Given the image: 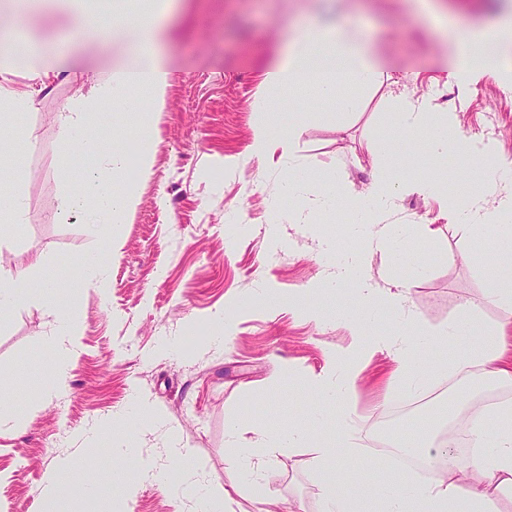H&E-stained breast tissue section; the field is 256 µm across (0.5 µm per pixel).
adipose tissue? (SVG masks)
<instances>
[{"label":"adipose tissue","mask_w":512,"mask_h":512,"mask_svg":"<svg viewBox=\"0 0 512 512\" xmlns=\"http://www.w3.org/2000/svg\"><path fill=\"white\" fill-rule=\"evenodd\" d=\"M171 9V0H153L149 12L130 22L121 23L119 32L130 34L133 45L130 56L113 69L109 79L92 84L71 111L59 117L60 140L64 145L90 158L93 166L78 191L66 195L62 208L80 211L90 222L121 223L136 203L133 185L127 180L129 158L125 152L113 151L85 134L89 115L109 108L127 112L148 111L150 104L161 101L169 81V72L158 49L162 42L161 19ZM512 29V23L502 22L492 30L473 32L471 37L457 41V54L449 77L458 84L472 82L485 72L501 74L512 83V66L504 67L500 57V39ZM8 50L0 52V73L16 70L26 72L32 84L43 83L51 71L58 68L68 54L65 45L39 46L23 40L17 27L7 29ZM383 75L380 62L367 50L346 44L334 28L320 25L303 27L298 36L280 48L265 69L262 82L274 91L315 88L325 100L337 102L344 112L357 106L356 91L368 88ZM256 112L262 119L255 132L252 152L265 157L274 152L289 153L296 134V124L285 125L273 117L269 99H258ZM398 122L409 132L425 130L431 152H447L456 144L463 160L481 157L495 162L496 169L512 170V161H500L491 142L480 138L462 137L446 118H430L425 103L400 105L396 108ZM116 179L118 188L107 192L103 181ZM421 194L446 192L448 214L462 227L470 229L474 238L484 236V225L474 221V186L466 177H449L440 172L426 181H415L381 172L367 196H347L345 204L353 223H360L361 201L370 198L378 208L393 205L403 193ZM420 232L406 240H398L394 230L381 228L371 235L376 252L396 265L408 263L416 254ZM351 284L354 302L367 306L371 315L362 319L343 315L342 321L356 336L370 333L372 316L401 312L406 305L404 288H378L363 272V257L350 252L341 266H329L323 278L310 287L322 293L339 284ZM485 301L500 313L497 337L503 336L512 324V225L497 227L496 247L485 257ZM44 306L49 327L45 341L53 353L51 371L43 386L46 400H53L69 390V368L80 349L79 331L71 315L52 300ZM487 331L471 310H464L460 320L434 335L420 334L411 340H397L376 335L372 346L381 351L404 355L401 371L414 376L424 369H435L434 352L448 342L464 341L465 346L455 359L457 367L479 366L486 376L500 381H512V365L504 360V350L497 342H488ZM359 371L357 367L330 368L318 382L322 400L330 405L348 408ZM137 416L135 442L114 443L112 455L121 460L135 451L151 446L138 474L124 470L112 472V484L117 504H125L146 481L157 478L170 468H178L180 477L171 489L177 512H224V505L238 495L257 502L258 512H278L279 502L266 491L263 462L270 449L311 447L314 460L323 473V512H493L496 497H512V403L502 402L488 412L475 416L470 424L472 444L467 461L443 454V471L433 481H419L413 472L402 467L383 469L373 481L339 482L337 473L343 465L361 455L356 429L349 416H342L337 426L322 437L311 438L305 425L291 429L267 426L254 429L250 439H243V426L232 422L226 432V445L233 448L241 464L242 479L233 488H216L206 474L191 462L192 451L180 437L163 430L152 403L143 397L134 403Z\"/></svg>","instance_id":"ef3b65f1"}]
</instances>
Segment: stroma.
Segmentation results:
<instances>
[{
    "label": "stroma",
    "mask_w": 512,
    "mask_h": 512,
    "mask_svg": "<svg viewBox=\"0 0 512 512\" xmlns=\"http://www.w3.org/2000/svg\"><path fill=\"white\" fill-rule=\"evenodd\" d=\"M130 17L149 10L150 0H99L101 27L85 39L65 11L47 7L30 19L29 40L71 50L60 76L46 78L29 111L0 119L36 141L35 150L0 155V196L21 192L23 224L0 239L8 270L30 269L34 255L44 264L32 277L52 286L56 303L77 323L82 349L69 369V392L54 402L41 390L53 362L44 343L47 317L41 298L0 314V375L10 381L0 410L15 426L0 434V512H40L41 494L61 466H69L71 494L58 512H113L108 479H88L84 461L111 454L112 442L130 435L127 421L93 439L85 431L95 419L129 409L133 394L148 397L156 414L188 442L192 461L216 486L238 482L235 451L225 445L228 425L288 426L321 413L334 428L341 411L323 404L316 381L334 351L349 350L354 338L342 326L339 292L319 295L323 321L308 320L290 303L319 280L317 231L336 239L337 252L363 249L348 211L321 204V189H309V171L339 172L342 191L365 192L379 168L375 143L387 130L397 154L408 160L402 174L424 179L454 168L456 153L434 158L421 135H406L390 106L395 98L428 100L432 112L447 113L467 136L493 141L512 160V86L486 73L470 87L449 81L453 44L448 32L466 35L488 17L512 14V0H183L168 21L161 47L170 72L164 105L145 116L105 110L89 118L90 137L132 149L139 122L152 127L146 166L131 165L128 176L138 202L121 224L91 226L73 215L46 221L90 162L64 148L58 113L67 111L79 90L110 76L129 53V42L112 32V9ZM316 20L333 23L350 42L374 49L387 72L416 74L401 88L389 83L365 92L357 112L336 118V105L318 102L308 91L268 93L262 74L276 50ZM270 97L281 119L298 124L292 156L253 157L250 144L260 115L257 98ZM301 188L314 212L317 231L275 224L271 215L289 206L288 186ZM367 224H428L436 235L422 241L417 269L392 267L370 254L366 272L378 287L402 281L408 316H383L377 332H432L456 319L464 306L495 325L497 310L483 301L481 265L470 236L448 218L444 197L407 194ZM109 262L107 295L80 287L88 257ZM275 284L280 304L262 292ZM223 312L232 327L224 344H213V317ZM397 356L368 351L359 363L351 416L365 451L350 462L347 476L377 477L386 459L375 446L381 417L396 403H411L446 388L468 411L482 413L484 395L469 389L479 371L453 367L431 372L414 391L390 387ZM269 493L281 504L320 512L321 474L304 448H279L265 464ZM180 477L170 469L163 480L144 484L128 512H175L167 487Z\"/></svg>",
    "instance_id": "35a3bbf8"
}]
</instances>
